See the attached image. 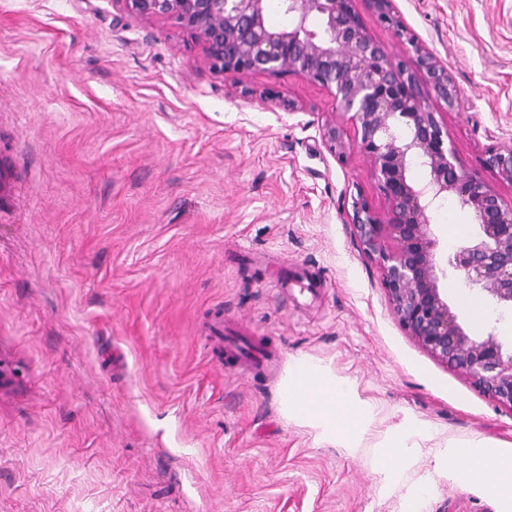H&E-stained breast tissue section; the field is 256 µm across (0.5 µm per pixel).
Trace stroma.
Returning a JSON list of instances; mask_svg holds the SVG:
<instances>
[{"instance_id":"35a3bbf8","label":"stroma","mask_w":512,"mask_h":512,"mask_svg":"<svg viewBox=\"0 0 512 512\" xmlns=\"http://www.w3.org/2000/svg\"><path fill=\"white\" fill-rule=\"evenodd\" d=\"M394 8L407 36L364 7L368 34L447 67L456 106L426 101L458 165L512 204L484 165L512 149V0ZM335 110L293 73H213L186 31L115 0H0V512H504L449 475L448 448L512 451V411L393 315L349 224L353 197H384L352 127L327 150ZM431 224L441 261L480 232L453 200ZM440 285L470 335L512 343V312L459 272ZM220 330L276 371L240 363ZM297 356L374 405L361 448L289 421ZM408 419L431 436L386 478L380 447Z\"/></svg>"}]
</instances>
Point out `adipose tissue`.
Masks as SVG:
<instances>
[{"label": "adipose tissue", "mask_w": 512, "mask_h": 512, "mask_svg": "<svg viewBox=\"0 0 512 512\" xmlns=\"http://www.w3.org/2000/svg\"><path fill=\"white\" fill-rule=\"evenodd\" d=\"M283 399L289 420L311 428L320 441L339 448L360 447L375 429V410L359 396L355 385L305 357L291 362ZM449 453L463 463L455 473L459 483H481L484 471L493 469L498 481L490 486V493L512 503L511 454L483 439L454 444Z\"/></svg>", "instance_id": "1"}]
</instances>
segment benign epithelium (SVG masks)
Here are the masks:
<instances>
[{
    "label": "benign epithelium",
    "mask_w": 512,
    "mask_h": 512,
    "mask_svg": "<svg viewBox=\"0 0 512 512\" xmlns=\"http://www.w3.org/2000/svg\"><path fill=\"white\" fill-rule=\"evenodd\" d=\"M144 18L171 21L203 46L210 68L241 77L295 73L326 87L356 148L371 161L387 204L384 213L353 199V235L381 271L402 328L432 356L468 377L499 406L512 411V350L489 332L471 336L448 306L436 260L430 213L452 197L468 208L480 234L449 264L466 284L512 309V205L483 179L456 163L442 113L424 103L421 83L452 108L457 87L430 51L409 39L415 62L394 60L365 30L356 0H282L288 26L268 25L269 0H114ZM398 36L407 33L393 0H364ZM330 152L344 153L342 126L323 130ZM426 172L408 176L409 167ZM486 167L512 183V150L490 148Z\"/></svg>",
    "instance_id": "benign-epithelium-1"
}]
</instances>
